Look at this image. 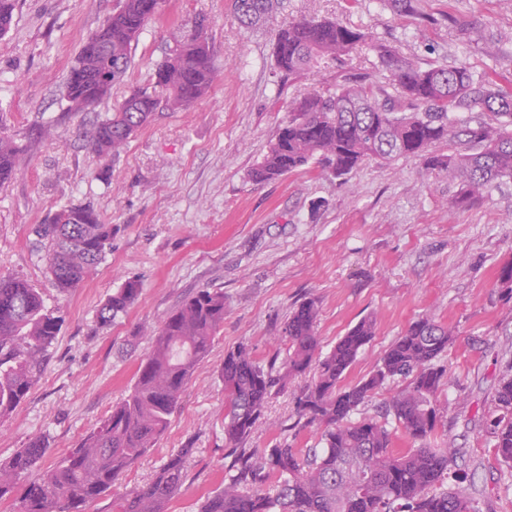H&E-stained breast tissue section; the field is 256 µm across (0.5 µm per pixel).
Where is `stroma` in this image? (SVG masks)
Wrapping results in <instances>:
<instances>
[{
  "label": "stroma",
  "instance_id": "stroma-1",
  "mask_svg": "<svg viewBox=\"0 0 512 512\" xmlns=\"http://www.w3.org/2000/svg\"><path fill=\"white\" fill-rule=\"evenodd\" d=\"M119 0H18L0 37V131L21 138L16 178L0 188V272L40 288L64 322L53 356L28 397L0 419V462L45 436L40 468L58 464L134 383L149 334L201 288L224 294V324L186 384L166 433L86 512H112L114 495L147 483L173 450L194 453L166 512H200L223 486L227 351L248 344L260 363L283 362L280 329L305 300L319 307L317 334L330 349L361 318L375 335L343 382L374 368L408 325L424 315L448 323L449 381L431 445L458 450L446 488L468 489L476 512H512V467L489 435L494 395L512 372V298L498 273L512 263V181L478 202L450 207L454 185L422 157L368 160L344 178L296 171L254 184L249 169L287 123L307 89L335 87L374 73L359 50L347 65L280 80L273 47L279 27L301 17H333L425 64L464 66L512 83V0H412L398 13L388 0H277L260 26L242 27L231 0H163L131 46L132 64L111 95L89 111L68 112L65 85L83 41ZM206 19L218 79L188 110L159 112L117 156L91 150L87 136L156 65ZM496 41L497 54L486 51ZM89 203L112 226V247L77 288L59 294L47 271L38 225L65 204ZM137 301L110 325L97 313L125 280ZM296 380L275 396L251 449L285 442L321 445L320 425H304Z\"/></svg>",
  "mask_w": 512,
  "mask_h": 512
}]
</instances>
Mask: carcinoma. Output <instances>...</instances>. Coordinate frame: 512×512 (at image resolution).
Segmentation results:
<instances>
[{
	"mask_svg": "<svg viewBox=\"0 0 512 512\" xmlns=\"http://www.w3.org/2000/svg\"><path fill=\"white\" fill-rule=\"evenodd\" d=\"M161 0H121L116 11L84 42L66 84L68 110L79 113L107 98L131 64L130 49ZM274 0H233L241 25L264 21ZM17 0H0V37L11 28ZM112 47V53L104 47ZM373 53L393 92L364 80H345L333 91L311 89L291 107L288 122L262 159L247 174L261 184L309 168L335 178L367 159L390 162L420 155L427 168L446 174L456 187L450 204L468 206L493 186L512 180V85L501 87L465 67L421 66L390 44L375 41L336 20L299 18L276 34L274 60L292 78L322 64L340 61L358 47ZM214 50L203 20L134 89L112 116L93 129L89 144L102 157H115L128 139L160 110H182L206 97L217 78ZM463 109L487 115L472 122ZM445 141L446 155L430 148ZM21 147L0 132V188L17 174ZM47 241L48 270L65 294L80 285L112 247V225L93 206L59 207L37 231ZM140 283L126 280L98 311L102 324L127 312ZM318 307L300 303L281 328L288 357L266 368L246 344L224 356V440L235 455L224 487L206 498L202 512H474L464 489L442 491L455 448L428 440L440 422L438 397L448 382L442 355L453 341L451 328L430 316L415 320L359 382L343 386L345 373L375 335L371 317L359 320L326 354L317 335ZM63 316L46 305L40 289L14 274L0 273V418L27 397L49 360ZM224 324V292L202 288L186 297L162 321L140 359L126 396L71 449L62 462L34 480L25 477L48 445L32 438L0 463V502L12 512H85L87 504L112 491L119 477L167 430L183 388L209 354ZM313 372L297 397V413L325 426L323 447L306 452L279 444L262 451L241 448L260 424L272 397L293 380ZM405 386L386 401L392 418L416 448L398 452L393 433L373 417L354 418L389 385ZM495 402L501 415L491 424L494 447L512 466V375L500 380ZM193 449L171 452L145 485L112 500V512H165L183 486ZM276 478L270 494L263 485Z\"/></svg>",
	"mask_w": 512,
	"mask_h": 512,
	"instance_id": "obj_1",
	"label": "carcinoma"
}]
</instances>
